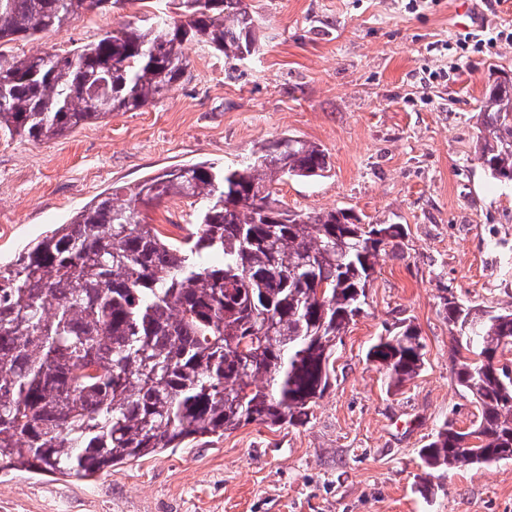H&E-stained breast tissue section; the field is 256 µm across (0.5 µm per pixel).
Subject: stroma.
I'll list each match as a JSON object with an SVG mask.
<instances>
[{"label": "stroma", "mask_w": 512, "mask_h": 512, "mask_svg": "<svg viewBox=\"0 0 512 512\" xmlns=\"http://www.w3.org/2000/svg\"><path fill=\"white\" fill-rule=\"evenodd\" d=\"M177 2L119 0L0 53L67 50ZM250 2L264 20L252 59L232 65L196 47L190 76L142 111L48 142L0 134V264L112 186L176 164H231L284 135L330 157L325 177L278 185L291 209L346 208L406 236L378 257L305 424L252 423L91 480L0 473V512H512V460L429 474L418 457L444 422L464 431L480 418L454 380L458 331L442 296L512 305V185L489 179L474 153L486 89L512 77V0L490 11L482 0ZM484 25L497 41L456 47ZM404 319L424 367L394 391L366 352Z\"/></svg>", "instance_id": "obj_1"}]
</instances>
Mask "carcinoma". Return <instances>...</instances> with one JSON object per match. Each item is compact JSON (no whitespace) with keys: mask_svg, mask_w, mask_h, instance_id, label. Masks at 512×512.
Wrapping results in <instances>:
<instances>
[{"mask_svg":"<svg viewBox=\"0 0 512 512\" xmlns=\"http://www.w3.org/2000/svg\"><path fill=\"white\" fill-rule=\"evenodd\" d=\"M179 17L129 23L70 50L0 54V131L50 141L114 112L155 105L207 47L247 60L262 46L247 0H180ZM112 0H0V44L60 33ZM476 159L512 174V80L495 79L478 111ZM322 146L285 135L231 165H175L115 186L0 266V472L88 479L249 423L302 425L329 385L336 339L366 304L374 266L402 224H364L345 209L303 212L275 185L328 171ZM197 203L188 235L146 221L171 198ZM471 342L457 384L480 406L475 428L449 423L419 450L429 470L512 454V306L445 297ZM367 360L388 383L424 363L410 324ZM477 444L461 449L467 435Z\"/></svg>","mask_w":512,"mask_h":512,"instance_id":"cac0c4a2","label":"carcinoma"}]
</instances>
